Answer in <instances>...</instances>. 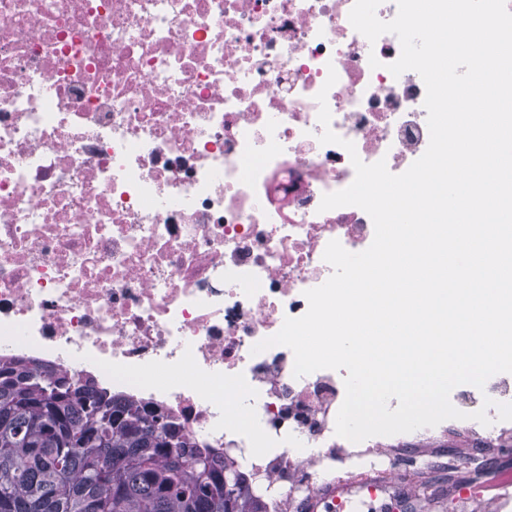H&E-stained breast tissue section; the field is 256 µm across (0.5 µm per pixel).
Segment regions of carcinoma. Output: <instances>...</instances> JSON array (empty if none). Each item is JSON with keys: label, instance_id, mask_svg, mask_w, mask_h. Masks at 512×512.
<instances>
[{"label": "carcinoma", "instance_id": "1", "mask_svg": "<svg viewBox=\"0 0 512 512\" xmlns=\"http://www.w3.org/2000/svg\"><path fill=\"white\" fill-rule=\"evenodd\" d=\"M0 512H262L163 413L0 359Z\"/></svg>", "mask_w": 512, "mask_h": 512}]
</instances>
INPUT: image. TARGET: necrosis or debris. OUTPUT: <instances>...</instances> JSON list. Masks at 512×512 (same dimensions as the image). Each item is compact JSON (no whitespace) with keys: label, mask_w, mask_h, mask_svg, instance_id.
<instances>
[{"label":"necrosis or debris","mask_w":512,"mask_h":512,"mask_svg":"<svg viewBox=\"0 0 512 512\" xmlns=\"http://www.w3.org/2000/svg\"><path fill=\"white\" fill-rule=\"evenodd\" d=\"M353 5L0 0V357L164 413L264 512H418L427 473L477 462L451 512H512V374L455 387L465 419L353 443L346 370L297 378L290 348L252 351L306 313L329 241L374 237L362 209H319L355 170L319 142L316 94L365 163L400 174L429 144L422 78L391 74L398 38L369 42Z\"/></svg>","instance_id":"4bbe7bcc"}]
</instances>
